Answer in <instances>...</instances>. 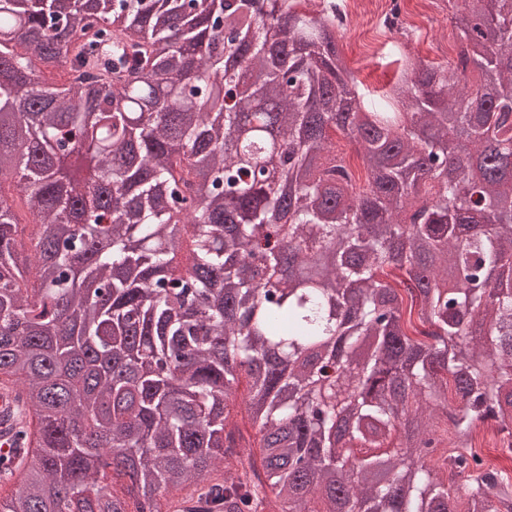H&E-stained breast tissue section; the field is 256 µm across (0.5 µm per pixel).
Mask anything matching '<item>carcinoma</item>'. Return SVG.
<instances>
[{"label": "carcinoma", "instance_id": "carcinoma-1", "mask_svg": "<svg viewBox=\"0 0 512 512\" xmlns=\"http://www.w3.org/2000/svg\"><path fill=\"white\" fill-rule=\"evenodd\" d=\"M114 2L0 0V512H512V0L370 106L332 11ZM247 396V387L244 380L239 384L238 394H237V408L235 413V421L237 422L241 432L245 436L247 440L250 442L258 441L257 430L252 427L250 421L248 420L247 414L245 412V399ZM18 390L15 387L0 388V455L14 454V432L19 425L16 410L20 406Z\"/></svg>", "mask_w": 512, "mask_h": 512}]
</instances>
